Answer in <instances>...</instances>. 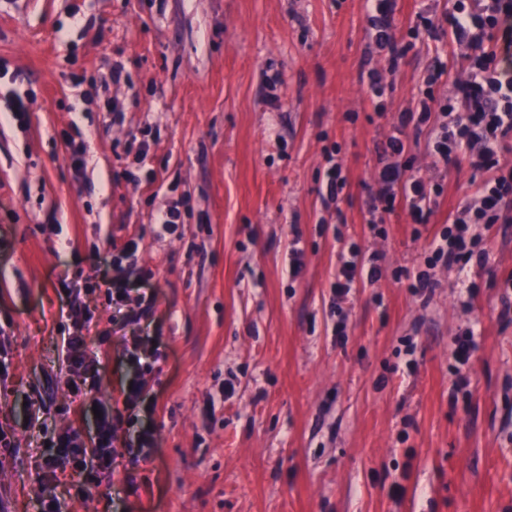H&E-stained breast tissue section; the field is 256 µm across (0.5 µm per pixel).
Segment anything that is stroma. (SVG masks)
Wrapping results in <instances>:
<instances>
[{
    "label": "stroma",
    "mask_w": 512,
    "mask_h": 512,
    "mask_svg": "<svg viewBox=\"0 0 512 512\" xmlns=\"http://www.w3.org/2000/svg\"><path fill=\"white\" fill-rule=\"evenodd\" d=\"M454 3L398 0L392 27L414 46L391 73L368 50L365 0H0V512L53 497L61 512H512V219L471 225L485 266H436L429 296L397 284L473 179L465 164L433 169L412 129L408 155L442 184L440 206L419 226L401 206L382 231L368 224L392 124L434 66L440 102L466 66L451 34L409 35L418 12ZM371 69L388 83L377 103ZM73 125L88 142L79 172L60 138ZM329 152L348 185L327 204ZM354 244L381 254V275L350 295L341 346L331 286ZM116 288L130 311L154 299L120 335ZM87 311L99 374L76 397L63 346ZM471 324V384L453 406L450 349ZM136 345L160 356L137 409L152 447L130 454L124 422L112 474L41 479L44 437H94L92 408L121 399Z\"/></svg>",
    "instance_id": "stroma-1"
}]
</instances>
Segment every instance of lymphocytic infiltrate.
I'll use <instances>...</instances> for the list:
<instances>
[{"mask_svg":"<svg viewBox=\"0 0 512 512\" xmlns=\"http://www.w3.org/2000/svg\"><path fill=\"white\" fill-rule=\"evenodd\" d=\"M367 3L375 47L385 52L390 68H397L407 48L389 31L396 0H367ZM511 19L512 6L507 0H456L453 11L444 18L445 24L457 42L482 46L483 51L470 57L467 76L457 82L453 97L439 105L428 94L418 99L415 111L401 113L378 158L377 190L372 193L368 208L372 217L393 211L396 203L403 201L413 221L419 223L439 205L442 185L420 176L407 157L408 126L428 127L427 149L436 162H464L478 174L471 200L450 213L447 227L433 235L432 259L447 267L462 270L471 264H487L489 253L470 235V227L500 223L506 210L512 208V172H505L500 162L504 143L512 140V76L504 77L495 71L497 50L483 45L494 28ZM379 260V255H365L357 246L338 253L332 285L336 302H344L359 284L377 281ZM154 371V365H147L145 374L132 380L130 388L123 391L122 406H100L93 448H86L76 433L51 438L48 451L41 454L42 469L54 474L70 465L79 472H111L117 455L114 442L121 411L142 402L147 376Z\"/></svg>","mask_w":512,"mask_h":512,"instance_id":"lymphocytic-infiltrate-1","label":"lymphocytic infiltrate"}]
</instances>
